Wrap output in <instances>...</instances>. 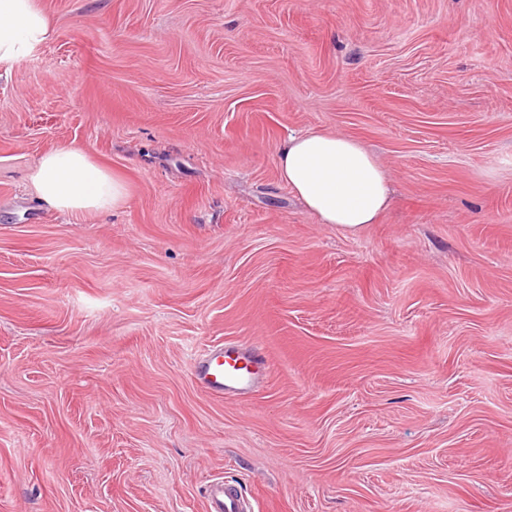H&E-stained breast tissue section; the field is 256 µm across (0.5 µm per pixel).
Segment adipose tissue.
I'll use <instances>...</instances> for the list:
<instances>
[{
    "instance_id": "adipose-tissue-1",
    "label": "adipose tissue",
    "mask_w": 512,
    "mask_h": 512,
    "mask_svg": "<svg viewBox=\"0 0 512 512\" xmlns=\"http://www.w3.org/2000/svg\"><path fill=\"white\" fill-rule=\"evenodd\" d=\"M53 27L39 0H0V70L36 57ZM283 182L320 223L349 235L376 223L389 202V176L356 139L313 130L291 137L277 154ZM32 193L49 208L75 215L125 206L130 188L123 176L83 149L59 146L43 153L29 176Z\"/></svg>"
}]
</instances>
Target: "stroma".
Instances as JSON below:
<instances>
[{
	"mask_svg": "<svg viewBox=\"0 0 512 512\" xmlns=\"http://www.w3.org/2000/svg\"><path fill=\"white\" fill-rule=\"evenodd\" d=\"M0 71V512H512V0H40ZM358 139L391 202L318 223L277 153ZM74 144L126 206L27 190ZM253 344L250 396L197 356ZM54 31L38 0H0V69L36 57ZM267 358L254 345H229L204 354L192 364V374L200 387L219 397L244 396L258 384ZM249 510L234 485L216 483L210 487L206 500L207 512H245Z\"/></svg>",
	"mask_w": 512,
	"mask_h": 512,
	"instance_id": "1",
	"label": "stroma"
}]
</instances>
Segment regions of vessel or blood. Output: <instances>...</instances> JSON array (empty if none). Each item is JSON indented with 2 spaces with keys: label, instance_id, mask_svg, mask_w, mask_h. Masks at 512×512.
Masks as SVG:
<instances>
[{
  "label": "vessel or blood",
  "instance_id": "vessel-or-blood-1",
  "mask_svg": "<svg viewBox=\"0 0 512 512\" xmlns=\"http://www.w3.org/2000/svg\"><path fill=\"white\" fill-rule=\"evenodd\" d=\"M266 366L267 358L256 346L229 345L196 360L192 374L205 392L219 397H237L255 388ZM206 512H246V505L234 485L217 483L209 490Z\"/></svg>",
  "mask_w": 512,
  "mask_h": 512
}]
</instances>
